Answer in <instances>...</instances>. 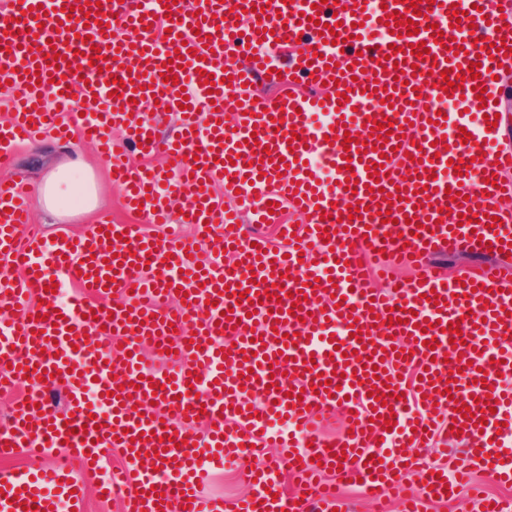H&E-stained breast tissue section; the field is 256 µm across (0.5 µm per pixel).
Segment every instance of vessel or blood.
Here are the masks:
<instances>
[{
  "label": "vessel or blood",
  "mask_w": 512,
  "mask_h": 512,
  "mask_svg": "<svg viewBox=\"0 0 512 512\" xmlns=\"http://www.w3.org/2000/svg\"><path fill=\"white\" fill-rule=\"evenodd\" d=\"M158 12L170 28L162 37ZM155 13L136 0L0 5L7 145L69 135L60 113L93 104L75 132L111 155L127 208L163 224L178 200L196 228L170 238L104 215L48 246L21 191L0 182V308L22 310L0 318V388L31 385L0 426V460L55 458L47 470L1 475L0 512H58L64 501L84 512L90 486L120 496L122 512H316L356 481L403 512L463 486L483 512H512L471 480L488 466L512 481V459L497 455L512 440V353L501 348L512 336V267L486 262L451 277L429 262L440 250L512 254V149L486 124L497 78L512 69V11L497 0H162ZM421 43L428 52L418 57L411 49ZM295 77L311 92L285 93ZM115 78L124 85L114 93ZM446 80L455 89L442 90ZM164 110L177 120L162 137L151 114ZM113 127L172 167L126 164L107 136ZM216 185L232 205L216 206ZM272 202L303 218L275 224L278 249L241 224L246 213L275 223ZM451 216L463 225L448 226ZM228 251L237 265H224ZM398 264L415 276L388 293L372 287ZM64 281L78 293L62 308L49 287ZM178 292L180 306L159 307ZM115 293L121 303H111ZM296 297L302 321L291 314ZM147 342L164 345L179 370L145 367ZM409 367L418 374L411 402L398 378ZM58 385L62 412L41 393ZM465 406L471 416L457 417ZM338 409L350 431L331 441L319 427ZM279 420L289 426L282 435L271 430ZM453 428L465 449L441 468L407 457ZM273 441L285 457L257 465ZM112 447L127 460L118 472L103 465ZM226 459L249 465L253 491L222 504L203 487Z\"/></svg>",
  "instance_id": "1"
}]
</instances>
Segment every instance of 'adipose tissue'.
<instances>
[{
  "label": "adipose tissue",
  "mask_w": 512,
  "mask_h": 512,
  "mask_svg": "<svg viewBox=\"0 0 512 512\" xmlns=\"http://www.w3.org/2000/svg\"><path fill=\"white\" fill-rule=\"evenodd\" d=\"M37 198L41 209L55 218L90 213L97 206V187L81 162L74 160L45 177L37 188Z\"/></svg>",
  "instance_id": "ef3b65f1"
}]
</instances>
